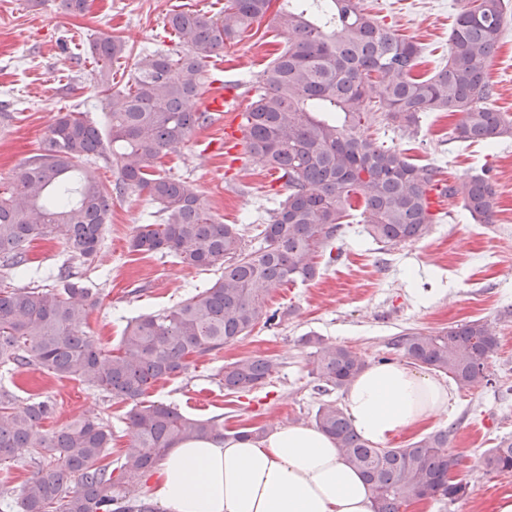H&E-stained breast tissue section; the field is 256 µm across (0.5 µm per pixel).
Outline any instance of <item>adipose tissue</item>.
Segmentation results:
<instances>
[{"instance_id": "adipose-tissue-1", "label": "adipose tissue", "mask_w": 512, "mask_h": 512, "mask_svg": "<svg viewBox=\"0 0 512 512\" xmlns=\"http://www.w3.org/2000/svg\"><path fill=\"white\" fill-rule=\"evenodd\" d=\"M450 399L431 376L385 362L351 383L344 410L379 446L436 418ZM145 482L162 512H373L370 486L311 426L279 427L261 441L180 442Z\"/></svg>"}]
</instances>
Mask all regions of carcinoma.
Segmentation results:
<instances>
[{"label":"carcinoma","mask_w":512,"mask_h":512,"mask_svg":"<svg viewBox=\"0 0 512 512\" xmlns=\"http://www.w3.org/2000/svg\"><path fill=\"white\" fill-rule=\"evenodd\" d=\"M225 0L224 15L174 12L168 25L185 49L154 51L134 64L131 83L112 94L108 140L82 112L58 115L40 152L0 188V268L13 275L30 269L37 239H59L70 262L47 276L49 283L0 287V367L30 368L74 379L130 405L133 440L108 460L112 426L79 417L40 430L55 412L48 400L15 407L0 391V461L28 457L32 477L11 498L10 512H157L137 489L177 443L223 439L216 416L193 418L169 404L145 401L156 382L186 373L192 359L224 349L249 335L275 286L320 275L316 258L342 235L351 200L364 199V223L372 240L396 246L423 238L434 221L431 191L438 169L409 161L396 147L357 135L376 121L366 87L381 86L385 120L412 133L420 113H461L451 140L493 145L512 139V120L486 105L493 95L489 62L501 40L509 0H467L449 35L447 62L428 78L413 74L419 48L374 16L361 0ZM286 34L283 49L256 79V94L244 114V153L278 172L288 195L247 246L244 229L219 224L189 181L153 171L166 152L185 143L214 116L194 107L203 86L204 62L240 40L266 17ZM126 52L112 35L97 38L91 53L101 62L98 82L112 87L109 66ZM103 159L117 170L113 190L92 164ZM147 194L156 210L129 241L133 252L172 255L187 267L220 274L177 305L127 323L119 352L82 331L94 305L77 267L92 264L112 209V193ZM470 217L493 223L496 193L486 171L448 186ZM316 346L313 375L319 391L348 387L366 361L343 345ZM497 345L480 319L435 333L410 330L398 336L400 354L474 389L491 383L488 359ZM278 363L248 356L224 365V389L248 393L275 373ZM315 425L336 442L346 461L373 492L374 512H405L437 498L466 493L455 472L460 464L450 443L454 428H441L407 447L376 448L355 431L344 410L324 402ZM488 474L512 472V441L483 453ZM129 486L123 493L114 490Z\"/></svg>","instance_id":"obj_1"}]
</instances>
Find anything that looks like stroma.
I'll list each match as a JSON object with an SVG mask.
<instances>
[{
  "label": "stroma",
  "instance_id": "35a3bbf8",
  "mask_svg": "<svg viewBox=\"0 0 512 512\" xmlns=\"http://www.w3.org/2000/svg\"><path fill=\"white\" fill-rule=\"evenodd\" d=\"M59 3L45 0L34 8L29 0H0V101L9 104L0 112V186L38 153L59 113H85L100 131H107L112 94L124 88L139 54L182 49L167 23L171 13L192 8L217 17L224 11V0H88L80 14L64 11ZM363 6L419 46L416 75L431 76L445 64L456 0H363ZM253 30V37L207 60L205 81L231 80L249 87L285 44L284 34L270 21L254 24ZM103 35L120 37L126 44L125 57L112 65L108 92L97 83L98 63L89 52L90 42ZM488 77L495 91L493 107L511 116L512 22L490 60ZM459 119L456 112H428L410 135L383 120L364 127L363 133L398 147L414 163L438 167L448 184L489 170L498 199L493 223L473 221L459 198L446 197L424 238L383 249L367 236L362 209L354 207L336 242L340 257L322 265L313 281L268 293L264 308L279 310L278 325L256 326L220 352L195 359L185 374L151 388L147 400L170 404L192 417L221 416L228 434L270 425H310L321 403L338 404L343 398L342 391L324 394L316 389L313 339L349 346L374 364L396 358L393 342L404 330L438 332L481 319L498 337L488 360L493 382L455 391L447 411L429 425L433 431L454 427L452 446L463 456L457 474L467 485L466 493L454 501L411 506L407 512H496L504 497L512 498V473L486 474L481 460L485 449L512 440V140L491 148L449 141ZM223 138L219 120L196 130L168 152L160 171L191 181L215 221L239 225L250 238L287 190L259 159L248 157L232 168L223 151L201 155L200 142ZM151 209L143 195L113 198L111 221L94 265L82 270L86 286L99 297L85 330L108 350L117 349L130 320L171 308L216 276L212 270L188 268L172 256L129 250L131 235ZM247 356L274 358L278 369L252 392L225 390L219 382L221 369ZM0 389L12 392L20 406L34 397L53 401L56 413L43 421V428L88 414L111 422L113 456H121L130 442L128 404L97 389L36 369H0Z\"/></svg>",
  "mask_w": 512,
  "mask_h": 512
}]
</instances>
